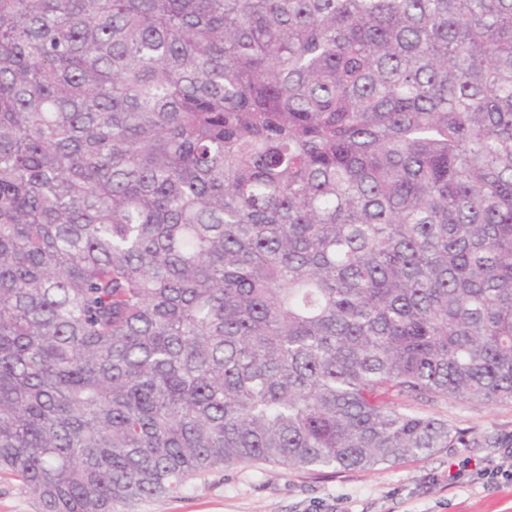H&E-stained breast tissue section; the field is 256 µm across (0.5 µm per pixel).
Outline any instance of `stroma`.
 Masks as SVG:
<instances>
[{
    "label": "stroma",
    "instance_id": "1",
    "mask_svg": "<svg viewBox=\"0 0 512 512\" xmlns=\"http://www.w3.org/2000/svg\"><path fill=\"white\" fill-rule=\"evenodd\" d=\"M408 406L468 429L477 446L444 448L372 471L217 468L127 512H512V484L493 485L483 476L487 470L512 469V445L486 444L490 437L512 436V404L412 400Z\"/></svg>",
    "mask_w": 512,
    "mask_h": 512
}]
</instances>
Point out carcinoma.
Here are the masks:
<instances>
[{"label": "carcinoma", "instance_id": "carcinoma-1", "mask_svg": "<svg viewBox=\"0 0 512 512\" xmlns=\"http://www.w3.org/2000/svg\"><path fill=\"white\" fill-rule=\"evenodd\" d=\"M512 403V0H0V475L121 512L371 470Z\"/></svg>", "mask_w": 512, "mask_h": 512}]
</instances>
